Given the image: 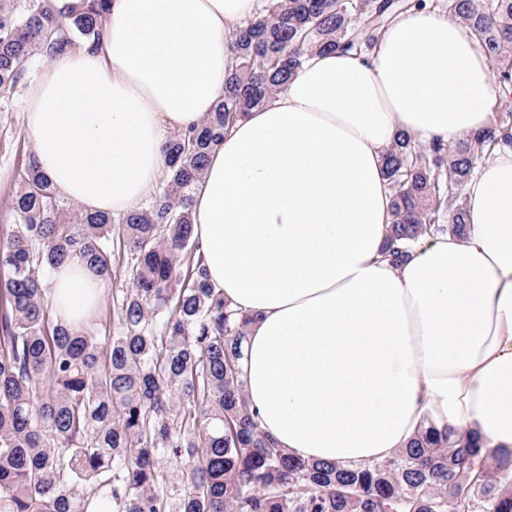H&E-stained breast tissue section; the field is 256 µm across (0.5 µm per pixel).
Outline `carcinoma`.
<instances>
[{"label": "carcinoma", "mask_w": 512, "mask_h": 512, "mask_svg": "<svg viewBox=\"0 0 512 512\" xmlns=\"http://www.w3.org/2000/svg\"><path fill=\"white\" fill-rule=\"evenodd\" d=\"M110 0H0V99L37 59L95 49ZM427 0H263L230 39L224 98L163 146L167 179L145 205L113 216L61 197L34 156L14 175V225L0 235V512H512V451L486 454L427 423L408 447L350 468L312 462L261 431L246 392L252 319L209 283L193 237V193L224 128L284 91L312 53L372 47ZM512 84V0H446ZM493 125L429 146L399 132L384 174L392 222L384 258L406 261L423 237L460 236V189L512 131V93ZM122 249L130 285L116 327L65 324L46 279L82 261L112 280ZM181 465L177 493L161 464Z\"/></svg>", "instance_id": "cac0c4a2"}]
</instances>
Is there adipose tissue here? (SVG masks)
<instances>
[{"instance_id": "adipose-tissue-1", "label": "adipose tissue", "mask_w": 512, "mask_h": 512, "mask_svg": "<svg viewBox=\"0 0 512 512\" xmlns=\"http://www.w3.org/2000/svg\"><path fill=\"white\" fill-rule=\"evenodd\" d=\"M259 0H111L97 49L49 60L23 96L54 188L120 213L153 191L162 147L224 95L228 35ZM500 89L473 33L429 7L366 53H314L287 89L232 123L194 192L210 283L252 318L248 399L288 453L358 465L432 420L483 451L512 450V143L467 185L461 236L383 259L384 154L482 131ZM101 282L52 276L58 318H89Z\"/></svg>"}]
</instances>
